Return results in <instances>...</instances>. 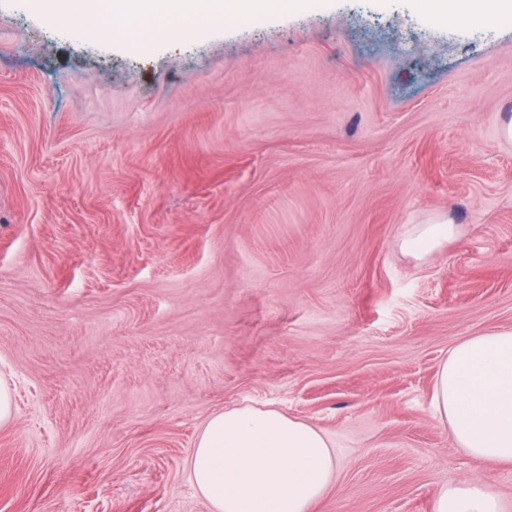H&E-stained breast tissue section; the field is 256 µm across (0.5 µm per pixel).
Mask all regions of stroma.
<instances>
[{"label":"stroma","mask_w":512,"mask_h":512,"mask_svg":"<svg viewBox=\"0 0 512 512\" xmlns=\"http://www.w3.org/2000/svg\"><path fill=\"white\" fill-rule=\"evenodd\" d=\"M510 117L512 18L323 0L134 51L0 0V512H210L189 460L237 406L326 434L312 512L476 477L512 512L432 405L512 328ZM455 232V225L448 218H440L434 224H418L404 239L406 249L419 256L434 251Z\"/></svg>","instance_id":"1"}]
</instances>
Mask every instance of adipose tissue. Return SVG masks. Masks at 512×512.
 Segmentation results:
<instances>
[{"instance_id": "1", "label": "adipose tissue", "mask_w": 512, "mask_h": 512, "mask_svg": "<svg viewBox=\"0 0 512 512\" xmlns=\"http://www.w3.org/2000/svg\"><path fill=\"white\" fill-rule=\"evenodd\" d=\"M279 0H35L65 23L108 35L111 21L128 26L122 35L135 50L150 40L133 27L166 18L193 21L249 18L272 13ZM431 18L462 23L512 16V0H414ZM434 406L454 441L476 464H512V329L456 344L434 385ZM191 479L212 512H310L330 487L335 457L317 427L271 408L236 407L210 416L189 462ZM429 512H503L494 490L478 480L445 484Z\"/></svg>"}]
</instances>
